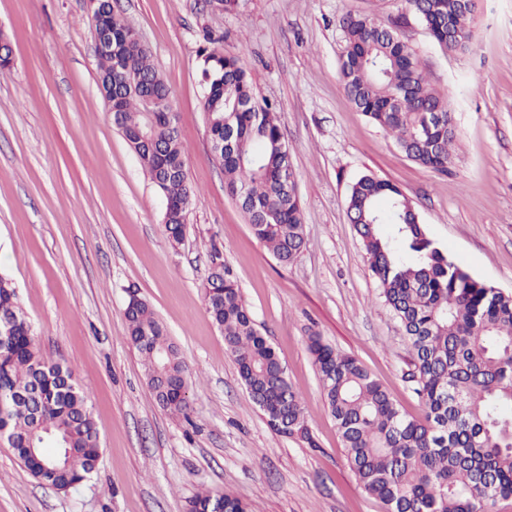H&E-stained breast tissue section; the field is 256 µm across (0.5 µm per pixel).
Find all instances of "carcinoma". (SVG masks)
Segmentation results:
<instances>
[{
    "mask_svg": "<svg viewBox=\"0 0 512 512\" xmlns=\"http://www.w3.org/2000/svg\"><path fill=\"white\" fill-rule=\"evenodd\" d=\"M443 50H464L472 12L457 0H406ZM107 32L113 53L97 58L98 89L119 99L117 129L166 205L171 245L182 242L193 193L185 145L173 112H149L150 98L171 105V94L150 52L106 3L90 17ZM347 46L340 64L355 107L413 161L444 172L456 139L449 101L430 87L419 60L396 29L373 17L343 18ZM203 111L211 151L224 187L244 212L254 236L274 257L293 262L304 243L297 192L281 182L288 147L279 116L254 93L236 57L200 51ZM145 90L128 88L131 74ZM405 195L373 176L352 187L347 213L361 238L369 270L384 302L399 319L413 352L414 392L424 407L415 419L355 357L320 336L308 351L336 422L351 469L386 512H489L512 499V294L480 281L440 249L407 211ZM206 306L224 336L240 378L270 427L316 441L299 392L273 346L261 334L228 268L206 286ZM127 336L144 365L147 386L166 410L188 416L185 365L166 327L148 303L130 295ZM0 425L20 463L36 479L68 490L95 470L100 440L70 368L48 361L11 282L0 276ZM217 496L202 491L187 512H211Z\"/></svg>",
    "mask_w": 512,
    "mask_h": 512,
    "instance_id": "obj_1",
    "label": "carcinoma"
}]
</instances>
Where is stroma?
Here are the masks:
<instances>
[{"mask_svg": "<svg viewBox=\"0 0 512 512\" xmlns=\"http://www.w3.org/2000/svg\"><path fill=\"white\" fill-rule=\"evenodd\" d=\"M172 95L194 189L183 243L165 202L98 91L89 0H0L11 64L0 69V275L10 280L43 356L89 396L101 455L61 491L0 443V512H185L198 489L256 512H386L350 469L307 350L316 334L355 356L403 412L423 407L413 354L347 218L353 184H396L436 244L474 277L512 294V0H476L472 40L443 51L404 0H112ZM397 23L430 86L450 98L457 138L447 171L408 158L358 112L341 81V18ZM239 57L272 103L296 174L305 245L280 263L224 190L202 110L205 35ZM224 263L300 393L315 447L273 431L206 310ZM137 294L186 365L188 416L149 391L126 335Z\"/></svg>", "mask_w": 512, "mask_h": 512, "instance_id": "1", "label": "stroma"}]
</instances>
